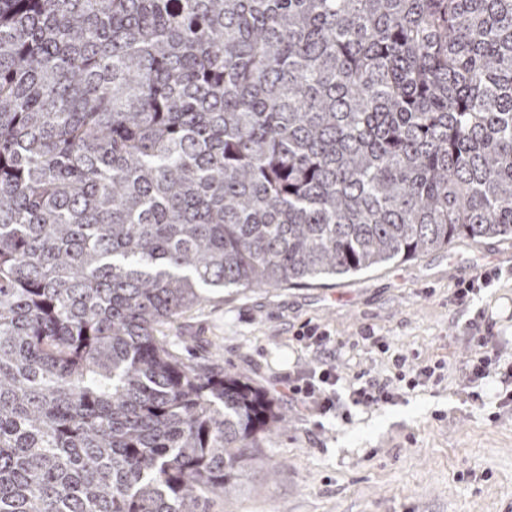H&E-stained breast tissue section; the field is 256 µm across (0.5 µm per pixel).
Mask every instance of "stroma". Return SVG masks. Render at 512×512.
<instances>
[{
	"mask_svg": "<svg viewBox=\"0 0 512 512\" xmlns=\"http://www.w3.org/2000/svg\"><path fill=\"white\" fill-rule=\"evenodd\" d=\"M493 267L499 281L455 300L459 282ZM480 313L512 360V241L460 239L322 286L213 292L164 335L183 359L220 364L265 389L288 422L253 449L240 490L211 500L207 512H512V408L473 403L465 377L468 324ZM307 322L337 342L340 401L327 417L299 415L278 386L314 362L293 337ZM367 328L388 352L361 341ZM398 353L444 361L443 381L387 404L353 405L357 375L392 377Z\"/></svg>",
	"mask_w": 512,
	"mask_h": 512,
	"instance_id": "obj_1",
	"label": "stroma"
}]
</instances>
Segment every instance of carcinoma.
<instances>
[{
    "label": "carcinoma",
    "mask_w": 512,
    "mask_h": 512,
    "mask_svg": "<svg viewBox=\"0 0 512 512\" xmlns=\"http://www.w3.org/2000/svg\"><path fill=\"white\" fill-rule=\"evenodd\" d=\"M512 239V0H0V512H206L284 414L163 328Z\"/></svg>",
    "instance_id": "1"
}]
</instances>
